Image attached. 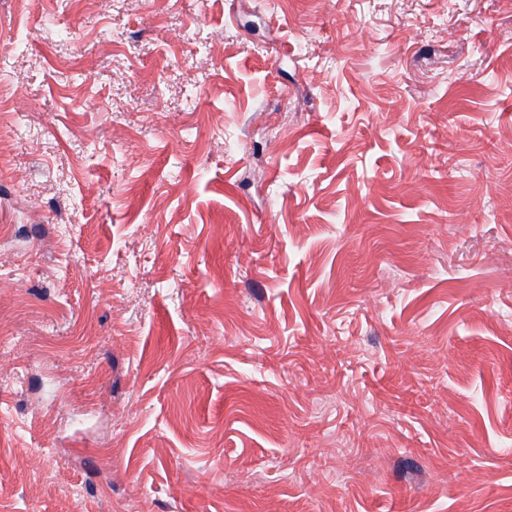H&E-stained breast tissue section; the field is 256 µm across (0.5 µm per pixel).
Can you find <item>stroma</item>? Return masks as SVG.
<instances>
[{
  "label": "stroma",
  "instance_id": "stroma-1",
  "mask_svg": "<svg viewBox=\"0 0 512 512\" xmlns=\"http://www.w3.org/2000/svg\"><path fill=\"white\" fill-rule=\"evenodd\" d=\"M0 512H512V0H0Z\"/></svg>",
  "mask_w": 512,
  "mask_h": 512
}]
</instances>
